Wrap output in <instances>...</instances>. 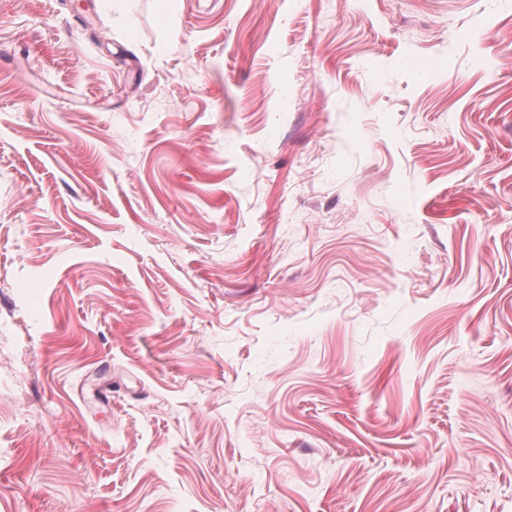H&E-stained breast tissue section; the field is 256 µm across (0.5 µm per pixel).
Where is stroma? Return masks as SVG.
<instances>
[{"instance_id": "35a3bbf8", "label": "stroma", "mask_w": 512, "mask_h": 512, "mask_svg": "<svg viewBox=\"0 0 512 512\" xmlns=\"http://www.w3.org/2000/svg\"><path fill=\"white\" fill-rule=\"evenodd\" d=\"M0 512H512V0H0Z\"/></svg>"}]
</instances>
